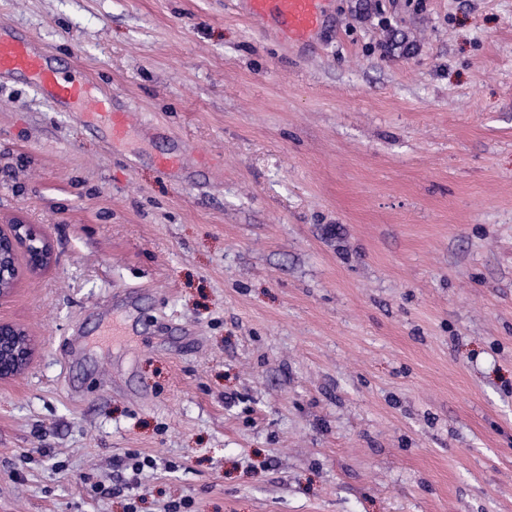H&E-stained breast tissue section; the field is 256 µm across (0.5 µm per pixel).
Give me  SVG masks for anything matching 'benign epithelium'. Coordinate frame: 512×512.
Listing matches in <instances>:
<instances>
[{"mask_svg": "<svg viewBox=\"0 0 512 512\" xmlns=\"http://www.w3.org/2000/svg\"><path fill=\"white\" fill-rule=\"evenodd\" d=\"M55 260L50 242L30 225L12 224L7 232L0 228V300L14 290L21 268L36 272ZM34 353L33 340L24 327L0 321V381L23 373Z\"/></svg>", "mask_w": 512, "mask_h": 512, "instance_id": "1", "label": "benign epithelium"}]
</instances>
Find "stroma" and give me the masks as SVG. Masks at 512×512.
<instances>
[{"instance_id": "obj_1", "label": "stroma", "mask_w": 512, "mask_h": 512, "mask_svg": "<svg viewBox=\"0 0 512 512\" xmlns=\"http://www.w3.org/2000/svg\"><path fill=\"white\" fill-rule=\"evenodd\" d=\"M325 9L0 0L128 114L0 79V512H512V0ZM325 0H248L250 14L270 18L291 42L307 41L325 22ZM54 248L30 224H12L5 232L0 227V301L14 290L21 265L36 272L53 264ZM34 353L33 340L24 327L0 321V381L23 373L30 365Z\"/></svg>"}]
</instances>
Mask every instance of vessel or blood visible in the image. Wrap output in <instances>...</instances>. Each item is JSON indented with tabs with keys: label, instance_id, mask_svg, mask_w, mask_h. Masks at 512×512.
Segmentation results:
<instances>
[{
	"label": "vessel or blood",
	"instance_id": "obj_1",
	"mask_svg": "<svg viewBox=\"0 0 512 512\" xmlns=\"http://www.w3.org/2000/svg\"><path fill=\"white\" fill-rule=\"evenodd\" d=\"M325 0H248L253 17L272 19L291 42L307 41L325 22ZM0 76H19L50 103L67 112L87 109L100 115L112 138H120L126 115L111 96L98 93L80 72L61 76L49 50L33 35L0 32Z\"/></svg>",
	"mask_w": 512,
	"mask_h": 512
}]
</instances>
